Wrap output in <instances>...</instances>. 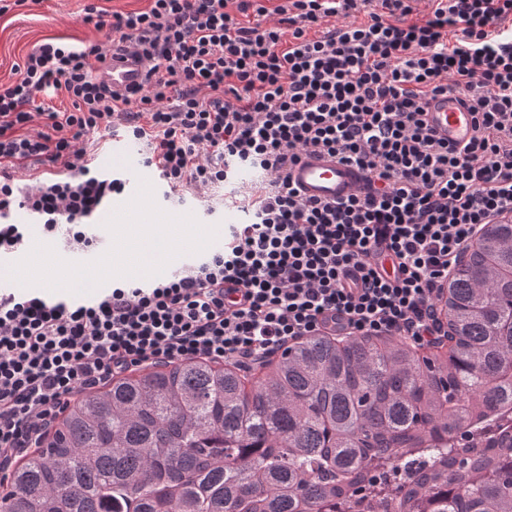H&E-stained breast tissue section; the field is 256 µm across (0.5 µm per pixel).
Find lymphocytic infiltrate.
Here are the masks:
<instances>
[{
    "label": "lymphocytic infiltrate",
    "mask_w": 512,
    "mask_h": 512,
    "mask_svg": "<svg viewBox=\"0 0 512 512\" xmlns=\"http://www.w3.org/2000/svg\"><path fill=\"white\" fill-rule=\"evenodd\" d=\"M149 0L88 4L101 39L49 38L0 82V254L21 251L22 210L73 252L125 190L86 143L123 130L171 189L205 196L251 167V220L181 275L120 284L89 303L0 292V472L41 447L72 396L145 361L205 357L242 370L323 334L442 337L441 301L478 228L512 214V0ZM254 23H247V16ZM146 82L112 89L116 51ZM461 92L477 134L457 148L424 120ZM64 95L67 110L48 101ZM324 150L365 171L344 202L299 197L290 162ZM51 175L21 185L17 170Z\"/></svg>",
    "instance_id": "lymphocytic-infiltrate-1"
}]
</instances>
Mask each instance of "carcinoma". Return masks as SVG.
I'll return each mask as SVG.
<instances>
[{"mask_svg": "<svg viewBox=\"0 0 512 512\" xmlns=\"http://www.w3.org/2000/svg\"><path fill=\"white\" fill-rule=\"evenodd\" d=\"M453 344L298 345L246 389L179 363L74 406L0 512H512V224L448 288Z\"/></svg>", "mask_w": 512, "mask_h": 512, "instance_id": "1", "label": "carcinoma"}]
</instances>
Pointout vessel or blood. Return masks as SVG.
<instances>
[{
  "label": "vessel or blood",
  "mask_w": 512,
  "mask_h": 512,
  "mask_svg": "<svg viewBox=\"0 0 512 512\" xmlns=\"http://www.w3.org/2000/svg\"><path fill=\"white\" fill-rule=\"evenodd\" d=\"M105 76L116 89L140 86L146 80V68L139 59L118 52L108 60ZM424 119L439 139L454 145L467 144L475 134L474 116L457 95L431 100ZM287 176L291 187L310 201L335 203L368 190L361 170L324 151L302 153L289 164Z\"/></svg>",
  "instance_id": "b4317fda"
}]
</instances>
